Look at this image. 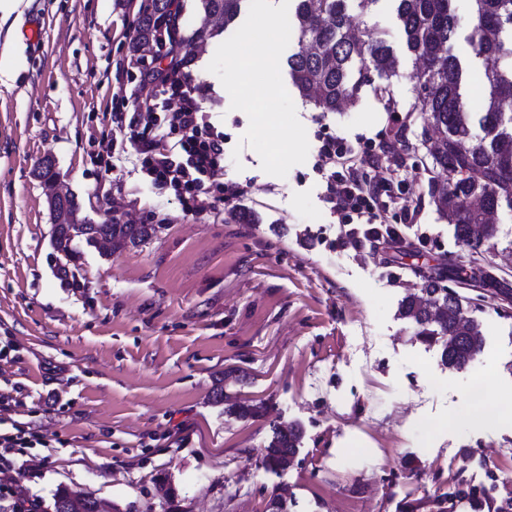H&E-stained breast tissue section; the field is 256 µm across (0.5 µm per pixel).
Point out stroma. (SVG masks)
Instances as JSON below:
<instances>
[{
	"label": "stroma",
	"instance_id": "obj_1",
	"mask_svg": "<svg viewBox=\"0 0 512 512\" xmlns=\"http://www.w3.org/2000/svg\"><path fill=\"white\" fill-rule=\"evenodd\" d=\"M139 3L22 0V13L43 18L35 47L22 21L0 23V44L19 58L0 76V395L10 399L0 433L23 423L51 441L16 455L0 494L47 503L67 486L112 512H271L277 498L287 512H472L471 496L511 499L512 426L461 418L512 403V314L480 303L485 347L462 370L399 314L413 266L472 258L430 196L446 174L432 168L419 120L400 154L407 192L384 217L396 224L415 211L406 235L429 241L397 255L391 279L378 256L342 244L315 155L280 178L239 147L249 119L208 71L210 42L190 72L239 193L186 214L142 175L133 149L99 160L129 135L110 108L140 87L130 64ZM366 23L389 33L397 67L386 85L399 113L414 111L418 65L390 0ZM293 102L313 148L329 135L375 143L392 125L373 84L345 112ZM47 159L81 219L153 224L156 234L112 253L77 240L66 260L35 176ZM255 404L257 414L238 411ZM288 424L300 431L294 460L265 466L274 429Z\"/></svg>",
	"mask_w": 512,
	"mask_h": 512
}]
</instances>
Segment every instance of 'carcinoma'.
<instances>
[{"label": "carcinoma", "mask_w": 512, "mask_h": 512, "mask_svg": "<svg viewBox=\"0 0 512 512\" xmlns=\"http://www.w3.org/2000/svg\"><path fill=\"white\" fill-rule=\"evenodd\" d=\"M291 31L297 48L284 66L293 88L322 112H340L357 101L361 86L371 75L386 77L395 71V50L387 35L363 39L351 33L350 11L370 14L380 0H295ZM400 39L410 55L419 59L416 96L421 104L422 142L428 146L432 166L448 172V181L435 183L431 196L436 209L453 227L456 240L469 249L489 248L499 229L484 237L477 227L501 213L512 214V0H469L471 21L466 40L474 60L484 70L488 96L482 112L471 111L465 91L466 67L454 54L459 34L455 0H390ZM244 0H141L132 53L136 62L165 40L167 54L182 53L185 64L194 50L220 37L238 19ZM205 19L199 27L180 30L177 39H164V31L182 19L188 7ZM481 134H475V130ZM53 218V245L73 258L77 239L103 240L111 248L135 246L156 231L153 224H82L74 198L47 195ZM456 275L481 278L508 291L482 269L457 270L439 266L421 273V288L400 304L403 317L415 326L414 336L440 349L443 364L463 368L483 350L484 339L472 305L450 298L437 288L439 279ZM299 434L292 427L279 428L268 446L266 464L295 454ZM98 500L60 487L52 512H98Z\"/></svg>", "instance_id": "obj_1"}]
</instances>
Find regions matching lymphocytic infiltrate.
Returning <instances> with one entry per match:
<instances>
[{
    "label": "lymphocytic infiltrate",
    "instance_id": "f902f5d3",
    "mask_svg": "<svg viewBox=\"0 0 512 512\" xmlns=\"http://www.w3.org/2000/svg\"><path fill=\"white\" fill-rule=\"evenodd\" d=\"M140 82L161 85V108L149 104L136 117H127L125 107L139 97L125 95L113 105L112 121L128 125V143L143 158V175L172 189L189 213L202 212L212 191L237 195V188L224 181V134L204 111L189 71H147ZM404 146L400 128L386 132L375 152L348 145L341 137L320 141L316 168L326 182L323 201L339 219L344 244L354 250L376 252L403 239L398 225L385 222L381 207L395 196L399 179L394 164Z\"/></svg>",
    "mask_w": 512,
    "mask_h": 512
}]
</instances>
